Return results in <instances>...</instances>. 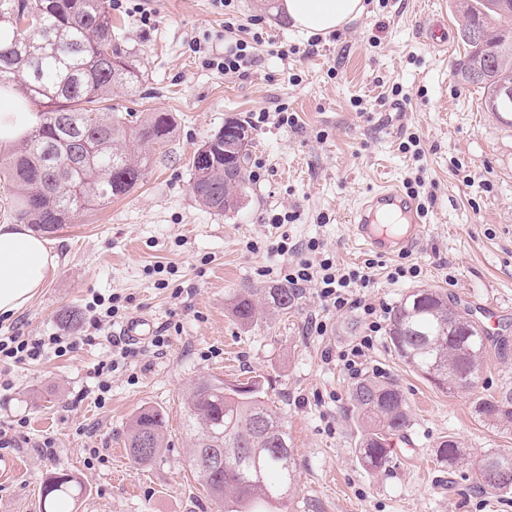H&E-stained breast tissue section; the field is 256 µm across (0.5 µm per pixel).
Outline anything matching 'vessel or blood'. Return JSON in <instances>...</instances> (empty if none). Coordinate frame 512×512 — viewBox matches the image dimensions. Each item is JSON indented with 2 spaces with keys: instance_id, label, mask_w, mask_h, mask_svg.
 <instances>
[{
  "instance_id": "obj_1",
  "label": "vessel or blood",
  "mask_w": 512,
  "mask_h": 512,
  "mask_svg": "<svg viewBox=\"0 0 512 512\" xmlns=\"http://www.w3.org/2000/svg\"><path fill=\"white\" fill-rule=\"evenodd\" d=\"M424 232L422 212L413 199L396 188L373 193L361 204L355 218L357 240L380 253L409 249ZM153 332L152 321L140 315L131 317L121 329L122 336L134 344L147 342Z\"/></svg>"
}]
</instances>
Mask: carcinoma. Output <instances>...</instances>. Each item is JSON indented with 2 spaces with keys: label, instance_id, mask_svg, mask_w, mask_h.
Listing matches in <instances>:
<instances>
[{
  "label": "carcinoma",
  "instance_id": "cac0c4a2",
  "mask_svg": "<svg viewBox=\"0 0 512 512\" xmlns=\"http://www.w3.org/2000/svg\"><path fill=\"white\" fill-rule=\"evenodd\" d=\"M481 11L463 12L464 45L455 73L482 90L492 112L499 81L512 82V0H487ZM483 30L470 42L466 33ZM11 88L39 112V122L8 156L0 155V175L14 190L11 216L35 230L53 233L96 202L128 193L153 163L154 151L171 137L169 114L104 113L97 104L112 90H133L140 70L130 53L112 38L111 0H0V85ZM205 165L192 160V190L207 208L228 212L239 207L247 189V141L224 147V131L209 139ZM298 299L295 288L273 285L244 288L230 304L241 323L255 321L258 307L285 312ZM390 341L407 365L450 393H474L482 377L486 336L483 329L448 303L435 289H417L396 307ZM187 431L192 440L189 466L224 512H288L296 463L288 431L268 404L258 376L233 383L197 380L189 389ZM361 429L358 457L378 472L389 458L390 440L410 423L399 385L365 375L350 389ZM475 415L507 428L512 424V391L478 395ZM165 418L143 408L129 423L126 447L138 464L155 458L164 444ZM151 434L153 445L141 448ZM441 462L453 468L462 459L461 443L450 436L439 444ZM475 488L512 495V453L489 452L474 464ZM84 492L68 472H52L41 485L40 512H68Z\"/></svg>",
  "mask_w": 512,
  "mask_h": 512
}]
</instances>
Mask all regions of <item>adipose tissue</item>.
<instances>
[{
    "label": "adipose tissue",
    "mask_w": 512,
    "mask_h": 512,
    "mask_svg": "<svg viewBox=\"0 0 512 512\" xmlns=\"http://www.w3.org/2000/svg\"><path fill=\"white\" fill-rule=\"evenodd\" d=\"M275 10L309 36L345 28L367 11L366 0H276ZM54 245L22 224H0V316L28 305L53 277Z\"/></svg>",
    "instance_id": "obj_1"
}]
</instances>
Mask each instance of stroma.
<instances>
[{
    "instance_id": "35a3bbf8",
    "label": "stroma",
    "mask_w": 512,
    "mask_h": 512,
    "mask_svg": "<svg viewBox=\"0 0 512 512\" xmlns=\"http://www.w3.org/2000/svg\"><path fill=\"white\" fill-rule=\"evenodd\" d=\"M273 2L124 0L113 9L112 33L142 77L134 91L113 93L112 108L168 113L174 131L130 192L48 234L60 256L53 279L0 319V336L81 340L64 357L0 362L10 381L0 386V458L21 464L17 476L0 478V512H40V484L59 470L84 486L78 512H224L187 463L186 391L202 377L256 375L270 381L297 462L291 512H512V500L474 489L470 465L491 450L512 453V427L479 420L469 394L416 373L387 331L393 309L420 288L438 290L479 322L484 305H497L504 316L487 343L479 389L512 388V126L455 74L459 0H368L359 20L310 39ZM138 3L150 24L134 14ZM434 14L448 22L447 47L421 35ZM256 29L263 42L245 76L208 66L225 43ZM282 111L296 123H280ZM258 112L268 118L252 129L247 195L239 209L216 213L192 192V156L225 120ZM412 138L417 152L404 151ZM413 180L426 211L421 241L403 255L361 249L351 224L361 200ZM287 213L291 221L277 224ZM284 237L318 241L337 267L368 272L370 285L355 291L360 308L335 310L311 286L291 310L239 323L230 312L235 294L282 284L287 259L276 246ZM404 263L417 265L418 276L394 278ZM99 294L127 299L122 319L151 318L165 352L138 344L110 368L111 344L88 331L87 304ZM368 306L374 315H365ZM65 308L78 311L76 325L59 321ZM373 320L379 332H370ZM319 321L327 325L321 335ZM366 335L373 345L350 371L341 355ZM361 374L395 379L410 410L377 473L356 452L350 389ZM144 407L164 413L167 446L138 465L125 438ZM450 436L467 457L453 471L436 453Z\"/></svg>"
}]
</instances>
